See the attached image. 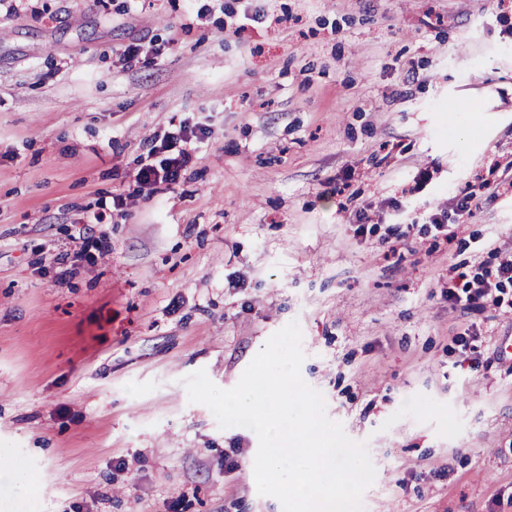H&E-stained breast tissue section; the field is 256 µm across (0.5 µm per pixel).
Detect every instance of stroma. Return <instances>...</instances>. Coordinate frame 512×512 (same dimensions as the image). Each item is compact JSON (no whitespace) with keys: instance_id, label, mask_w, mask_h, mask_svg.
<instances>
[{"instance_id":"35a3bbf8","label":"stroma","mask_w":512,"mask_h":512,"mask_svg":"<svg viewBox=\"0 0 512 512\" xmlns=\"http://www.w3.org/2000/svg\"><path fill=\"white\" fill-rule=\"evenodd\" d=\"M184 121L179 183L139 186ZM486 180L512 0H0V512H283L184 380L233 388L293 321L365 512H512V282L448 307L512 258Z\"/></svg>"}]
</instances>
